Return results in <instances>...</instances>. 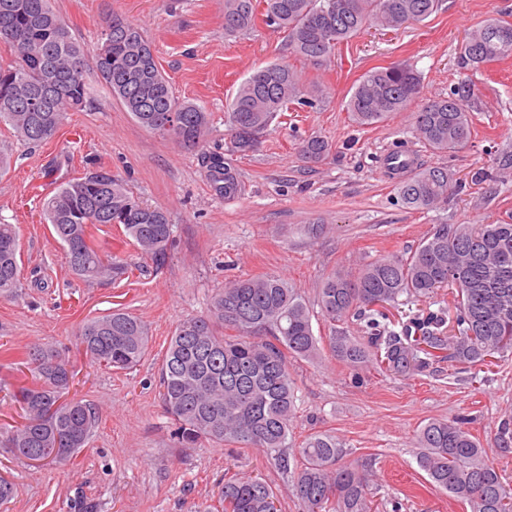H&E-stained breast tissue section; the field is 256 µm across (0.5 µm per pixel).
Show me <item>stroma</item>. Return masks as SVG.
Here are the masks:
<instances>
[{
	"instance_id": "35a3bbf8",
	"label": "stroma",
	"mask_w": 512,
	"mask_h": 512,
	"mask_svg": "<svg viewBox=\"0 0 512 512\" xmlns=\"http://www.w3.org/2000/svg\"><path fill=\"white\" fill-rule=\"evenodd\" d=\"M52 6L90 48L113 16L139 27L176 94L204 106L212 123L204 146L181 147L141 127L92 73L84 111L68 113L51 139L26 145L0 126V149L10 155L0 175V223L15 225L25 272L21 297H0V422H20L13 395L27 378L18 365L36 343L65 351L75 374L71 396L99 412L89 443L70 461L29 466L0 448V473L11 472L17 486L0 512H210L219 483L233 474L275 488L280 512H301L290 479L260 451L233 452L204 439L183 447L162 400V354L179 322L205 314L216 292L239 277L286 279L308 305L315 334L329 336L318 305L328 276L405 253L437 225L495 224L512 212V57L473 73L472 137L455 152L431 151L414 131L412 110L361 126L346 107L366 72L398 64L420 74L419 102L448 96L464 77L456 65L462 42L480 23L512 13V0H442L423 23L366 28L319 65L290 53L283 33L262 22L225 34L224 0H52ZM275 61L288 63L303 84H320L323 99L313 108L293 105L258 151L235 155L245 188L224 198L210 182L204 155L223 152L229 142L224 114L239 84ZM312 135L332 144L331 155L316 164L297 150ZM397 150L419 166L447 169L455 187L446 201L430 210L401 203L397 179L383 169ZM97 167L125 179L145 204L169 212L173 241L162 266L116 228L99 225L91 230L93 243L132 274L90 285L70 272L43 203ZM118 308L140 317L151 336L148 355L127 371L100 367L76 347L85 321ZM289 370L297 387L290 439L327 433L348 448L350 460L378 458L385 476L378 495L400 502L399 512H464L418 467L419 427L466 416L487 444L512 413L511 353L486 372L414 380L373 371L354 383L326 350L314 360L290 361Z\"/></svg>"
}]
</instances>
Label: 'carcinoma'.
I'll return each mask as SVG.
<instances>
[{
  "label": "carcinoma",
  "mask_w": 512,
  "mask_h": 512,
  "mask_svg": "<svg viewBox=\"0 0 512 512\" xmlns=\"http://www.w3.org/2000/svg\"><path fill=\"white\" fill-rule=\"evenodd\" d=\"M439 0H224V31L246 32L262 18L285 34L297 56L316 64L337 46L376 23L400 28L435 13ZM512 28L489 19L473 29L457 53V66L482 65L512 57ZM17 55L0 64V124L30 144L50 139L69 112L86 106L85 56L51 0H0V45ZM95 71L112 97L135 121L187 147L201 145L211 125L205 108L176 96L158 67L142 31L115 16L94 49ZM420 93V78L407 66L367 72L347 102L353 120L373 125L400 112ZM474 85L464 81L444 98L414 113L419 138L439 152L455 151L471 139L468 104ZM297 102L315 105L300 76L288 65L271 63L238 87L229 112L228 155L209 156V172L224 198L244 190L231 156L255 152L279 113ZM331 146L321 136L299 143L310 162ZM450 178L440 167H417L401 180V202L429 209L448 198ZM47 223L66 250L70 271L95 283L119 280L129 268L91 241L96 224H116L153 263L165 262L173 224L161 207L144 204L120 178L100 169L73 178L45 202ZM21 245L12 224H0V297L22 288ZM453 290V311L444 309L390 315L399 297L420 300L440 288ZM321 316L332 330L328 349L361 382L374 366L395 377L429 375L437 365L476 369L512 352V220L498 224H442L414 251L386 256L355 274L338 272L318 292ZM354 324L361 335L343 328ZM235 331L233 335L224 330ZM78 349L98 365L128 370L145 357L148 328L137 316L117 309L81 326ZM320 354L311 313L288 283L273 275L236 279L211 300L207 314L181 321L160 367L166 411L189 444L205 438L233 448H258L292 479L302 512H379L372 460L345 463L347 449L328 434L305 439L290 467L288 435L296 415L295 382L288 358ZM32 382L16 395L24 422L0 425V447L18 459L61 463L88 443L99 417L94 408L68 398L74 371L54 346L29 348ZM417 464L429 482L462 503L466 512H512V484L503 481L491 455L512 453V417L498 429L497 447L485 448L461 418L432 419L415 435ZM277 495L265 481L235 475L218 490L222 512H277Z\"/></svg>",
  "instance_id": "carcinoma-1"
}]
</instances>
